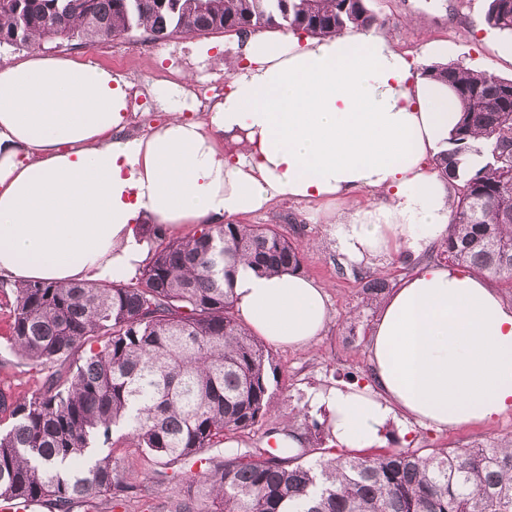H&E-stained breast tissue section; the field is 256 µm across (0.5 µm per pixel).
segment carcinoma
<instances>
[{
	"instance_id": "obj_1",
	"label": "carcinoma",
	"mask_w": 512,
	"mask_h": 512,
	"mask_svg": "<svg viewBox=\"0 0 512 512\" xmlns=\"http://www.w3.org/2000/svg\"><path fill=\"white\" fill-rule=\"evenodd\" d=\"M389 20L366 0H0V49L147 34L251 33L278 28L326 37L349 25ZM484 23L512 35V0H490ZM458 99L460 119L438 176L461 178L448 261L512 284V79L457 62L432 65ZM483 164L460 171L462 158ZM264 273L298 272L301 245L273 224H201L160 243L129 280L16 287L11 323L24 359L47 365L41 389L0 410V497L72 512L130 487L112 453L113 433L166 465L199 456L271 412L278 367L235 316L228 285L236 265ZM97 347H92V344ZM90 346L85 355L79 352ZM205 468L172 512H512V439L492 446L394 448L382 453L334 448H245Z\"/></svg>"
}]
</instances>
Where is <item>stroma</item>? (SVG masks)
Here are the masks:
<instances>
[{"mask_svg": "<svg viewBox=\"0 0 512 512\" xmlns=\"http://www.w3.org/2000/svg\"><path fill=\"white\" fill-rule=\"evenodd\" d=\"M368 6L389 18L383 33L414 60H421L425 45L436 41L447 45L448 59L476 70H488L512 78V57L504 52L512 36L488 29L481 20L488 0H369ZM234 40L233 33L215 32L200 36L176 35L154 41L143 33L115 37L94 47L61 45L60 55L89 59L122 74L130 84L126 133L140 137L162 125L168 118L153 88L191 76V88L203 103L223 97L229 78L224 71L223 47ZM210 44L208 58H200L196 48ZM244 224H275L286 236H298L303 243L302 272L323 283L329 294L331 320L314 343L302 350L272 347L279 365V384L273 396L274 409L254 428L239 434L246 448H259L269 433L291 428L302 433L308 447L329 448L333 439L325 412L310 405L312 392L335 384L370 380L368 344L378 315L380 300H371L362 291L366 279H386L390 288L413 275L426 264H443L447 258L438 243L428 244L411 261L396 255L372 257L343 264L329 234V227L316 204L282 200L266 211L244 215ZM15 303L12 284L0 288V391L11 399L37 393L45 375L41 366L22 359L10 340L11 311ZM512 437V412L491 424L464 428L436 429L412 424L406 437H392L390 448H456L486 445ZM120 461V474L135 490L119 501L103 497L94 502L76 503L73 512H168L181 499L188 479L198 469L189 464L164 465L144 454L133 441L119 440L112 448Z\"/></svg>", "mask_w": 512, "mask_h": 512, "instance_id": "obj_1", "label": "stroma"}]
</instances>
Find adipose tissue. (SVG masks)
<instances>
[{
  "instance_id": "obj_1",
  "label": "adipose tissue",
  "mask_w": 512,
  "mask_h": 512,
  "mask_svg": "<svg viewBox=\"0 0 512 512\" xmlns=\"http://www.w3.org/2000/svg\"><path fill=\"white\" fill-rule=\"evenodd\" d=\"M224 70L228 89L203 118L184 78L157 92L168 120L127 138L121 74L36 52L0 67V273L19 284L127 278L151 258L143 224L184 232L285 199L323 205L348 263L413 259L447 236L454 194L431 160L457 99L389 38L255 32L233 43ZM222 139L237 151L222 153ZM361 192L383 200L355 204ZM231 300L278 346L305 348L330 321L325 286L296 273L240 265ZM368 358L369 384L310 399L340 448L377 447L392 425L464 427L512 411V306L463 268L404 280Z\"/></svg>"
}]
</instances>
